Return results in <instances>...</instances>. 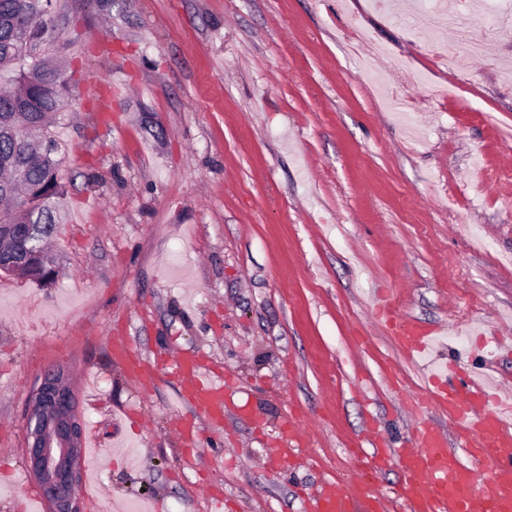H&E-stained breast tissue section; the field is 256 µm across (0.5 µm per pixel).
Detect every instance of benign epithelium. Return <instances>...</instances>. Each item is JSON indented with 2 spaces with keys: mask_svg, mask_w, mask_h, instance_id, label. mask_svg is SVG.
Instances as JSON below:
<instances>
[{
  "mask_svg": "<svg viewBox=\"0 0 512 512\" xmlns=\"http://www.w3.org/2000/svg\"><path fill=\"white\" fill-rule=\"evenodd\" d=\"M51 265L41 236L29 242L25 259L8 272L28 271V259ZM25 458L29 475L40 486L49 512H81L80 484L84 430L66 367L48 369L29 398L25 418Z\"/></svg>",
  "mask_w": 512,
  "mask_h": 512,
  "instance_id": "obj_1",
  "label": "benign epithelium"
}]
</instances>
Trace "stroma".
I'll list each match as a JSON object with an SVG mask.
<instances>
[{
  "instance_id": "35a3bbf8",
  "label": "stroma",
  "mask_w": 512,
  "mask_h": 512,
  "mask_svg": "<svg viewBox=\"0 0 512 512\" xmlns=\"http://www.w3.org/2000/svg\"><path fill=\"white\" fill-rule=\"evenodd\" d=\"M422 31L392 0H61L56 40L71 102L57 124L69 193L47 287L0 274V512H20L28 396L69 367L91 464L84 512H308L355 479L351 441L393 447L418 428L384 375L421 382L378 317L435 329L432 356L512 377V30L464 10ZM382 47L389 62L366 70ZM126 337L157 366L146 386L114 362ZM185 352L239 385L212 430L178 403L166 360ZM181 415L204 452L186 459ZM311 432L269 470L282 420Z\"/></svg>"
}]
</instances>
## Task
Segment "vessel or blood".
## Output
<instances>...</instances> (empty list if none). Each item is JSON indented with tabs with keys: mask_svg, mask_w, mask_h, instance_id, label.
Instances as JSON below:
<instances>
[{
	"mask_svg": "<svg viewBox=\"0 0 512 512\" xmlns=\"http://www.w3.org/2000/svg\"><path fill=\"white\" fill-rule=\"evenodd\" d=\"M379 314L392 325L405 359L415 362L428 352L433 341L430 329L398 322L386 304ZM112 356L136 381L151 380L155 374L154 365L122 338H113ZM171 370L179 381V402L220 425L229 392L223 380L212 378L185 354L174 358ZM407 403L417 411L430 405L442 411L459 430L458 447H449L446 433L431 425L420 428L407 447L398 450L380 441L358 440V447L373 448L362 459L360 474L348 485H324L313 501V512H387V502L377 491V475L390 466L403 475L397 497L408 512H512V393L489 388L472 376L447 384L436 371L425 374L419 392ZM307 437L295 420L283 421L270 467L287 462ZM481 467L488 468L489 475L479 481L475 472Z\"/></svg>",
	"mask_w": 512,
	"mask_h": 512,
	"instance_id": "obj_1",
	"label": "vessel or blood"
}]
</instances>
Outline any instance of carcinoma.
Listing matches in <instances>:
<instances>
[{"instance_id":"carcinoma-1","label":"carcinoma","mask_w":512,"mask_h":512,"mask_svg":"<svg viewBox=\"0 0 512 512\" xmlns=\"http://www.w3.org/2000/svg\"><path fill=\"white\" fill-rule=\"evenodd\" d=\"M53 28L52 0H0V120L15 127L13 134L0 135V161L14 164L24 160L27 184L40 187L44 196L19 203L23 189H13L0 171V203H6L0 208V224L16 225L19 235L26 233L27 225L37 224L46 238L63 223V201L68 192L62 173L65 153L56 138L52 114L69 103L71 76L66 72L47 76L41 64L27 57L26 45L28 39L39 37L45 41L43 54L61 68L53 46ZM34 137L54 155L53 164L26 156Z\"/></svg>"}]
</instances>
